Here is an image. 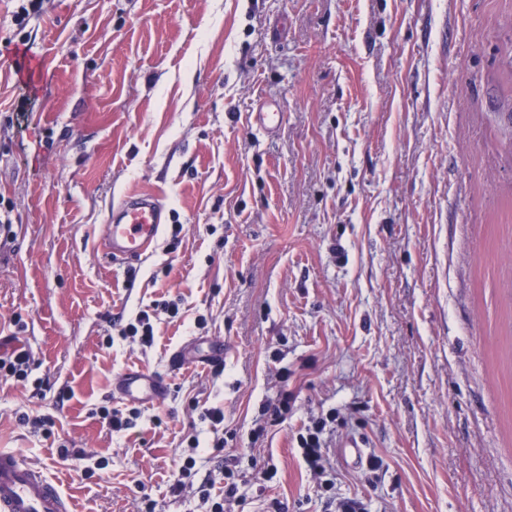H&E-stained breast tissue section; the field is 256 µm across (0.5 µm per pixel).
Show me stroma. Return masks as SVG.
Here are the masks:
<instances>
[{
  "label": "stroma",
  "instance_id": "35a3bbf8",
  "mask_svg": "<svg viewBox=\"0 0 512 512\" xmlns=\"http://www.w3.org/2000/svg\"><path fill=\"white\" fill-rule=\"evenodd\" d=\"M16 7L0 0V355L24 345L34 366L0 378V449L77 512H203L226 467L224 512H334L296 442L332 411L338 497L512 512V0H44L24 27ZM264 100L272 135L250 120ZM133 191L166 224L114 264L105 226ZM142 311L149 346L121 334ZM207 336L223 368L168 373ZM130 367L167 373L163 405L113 395ZM190 434L203 460L175 494ZM348 435L377 474L341 458Z\"/></svg>",
  "mask_w": 512,
  "mask_h": 512
}]
</instances>
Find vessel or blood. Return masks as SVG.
<instances>
[{
  "label": "vessel or blood",
  "mask_w": 512,
  "mask_h": 512,
  "mask_svg": "<svg viewBox=\"0 0 512 512\" xmlns=\"http://www.w3.org/2000/svg\"><path fill=\"white\" fill-rule=\"evenodd\" d=\"M165 210L159 198L151 193L125 195L114 207L106 226L103 250L116 261L141 259L155 244L163 230ZM226 350L218 337L190 339L169 356L172 370L208 369L223 366ZM165 376L144 369L119 373L112 391L122 399L158 405L169 394ZM0 512H71L67 499L39 468L20 454L0 450Z\"/></svg>",
  "instance_id": "b4317fda"
}]
</instances>
